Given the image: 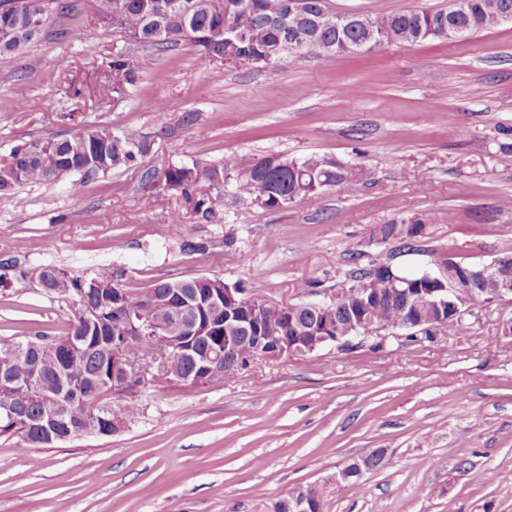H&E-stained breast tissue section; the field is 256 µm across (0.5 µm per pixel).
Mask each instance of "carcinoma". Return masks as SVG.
<instances>
[{
	"mask_svg": "<svg viewBox=\"0 0 512 512\" xmlns=\"http://www.w3.org/2000/svg\"><path fill=\"white\" fill-rule=\"evenodd\" d=\"M462 8L448 5L436 9H410L387 14L366 15L376 37L391 43L415 44L441 38L444 24H454L467 33L498 27L495 15L505 10L512 13V0H463ZM67 5L59 0H0V57L20 58L45 33L54 9ZM290 14L288 23L311 41L330 42L337 36H357L353 30L338 31V14L327 6V0H94V14L107 27L119 25L132 43L129 48L112 54L107 62L112 70V98L126 99L137 80V65L133 47L138 45L169 48L183 41L197 50L201 65L236 64L251 58L274 56L286 34L279 23L280 16ZM230 16L238 29V38L224 40V17ZM154 143L130 134H116L109 126L91 127L70 137L32 141L17 146L0 157V192L8 193L24 184H45L64 175L78 174V188L101 173L129 168L148 155ZM367 171L343 165L325 158L304 161L289 160L282 155L265 156L251 166L235 168L234 161L224 165L201 167L170 165L161 172H150L152 182L176 191L193 204L202 217H209L213 208L210 198L197 194L201 182L216 190L233 180L237 195L267 210L280 209L297 199L314 196L323 190L356 183ZM425 227L422 220L391 222L379 229L382 240L410 250ZM441 264L455 270L458 283L455 301L463 304L471 298L464 287L465 275L481 278L485 288L481 300L496 298V270L466 266L451 259ZM402 292L392 294L393 280ZM351 284L342 288L344 300L336 315L341 324L360 313L371 315L377 324L407 332L413 341L416 335L431 336L419 324L418 316L425 310L414 288L429 281L419 275L405 274L386 265L356 269L350 275ZM20 282L30 288L70 299L74 316L65 337L75 340L76 347L61 352L54 359L41 355V348L57 341L55 337L37 334L23 340L0 341V380L13 383L14 397L28 404L29 431L0 420V437L17 436L28 445L51 444L50 432L62 435L63 443L86 436L110 437L109 432L93 429L94 422L118 415L131 423L143 413L140 401L142 389L130 392L119 402L112 401V337L124 336L112 325V301L123 304L144 337L125 346L130 358L154 350L157 336H178L191 339L193 321L205 318L203 303L213 288H228L219 277L199 276L176 281H160L143 289H125L116 282L112 267L102 265L92 273L76 275L57 264L31 265L13 256L0 258V288L8 290ZM295 323H290L282 306L266 307L264 335L287 336L294 329L311 326L313 312L305 303H297ZM148 307L153 321L143 324L138 311ZM451 305L444 308L448 334L461 335L465 323L454 316ZM98 392L101 399L93 407L77 396L76 390Z\"/></svg>",
	"mask_w": 512,
	"mask_h": 512,
	"instance_id": "cac0c4a2",
	"label": "carcinoma"
}]
</instances>
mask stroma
I'll use <instances>...</instances> for the list:
<instances>
[{"instance_id": "35a3bbf8", "label": "stroma", "mask_w": 512, "mask_h": 512, "mask_svg": "<svg viewBox=\"0 0 512 512\" xmlns=\"http://www.w3.org/2000/svg\"><path fill=\"white\" fill-rule=\"evenodd\" d=\"M65 2L27 57L0 59V156L96 124L163 146L78 192L65 177L0 194V255L76 274L108 265L129 288L217 276L246 297L289 303L307 282L335 294L355 266L436 274L445 258L484 267L512 253V24L269 66L209 68L189 42L145 46L116 106L97 87L127 39L96 19L92 0ZM444 4L330 0L362 14ZM188 112L194 124H183ZM271 153L372 175L273 211L228 184L207 219L144 180L171 165L231 156L242 168ZM175 210L180 236L158 237ZM415 218L426 235L414 250L371 237L375 225ZM73 312L15 284L0 290V340L64 335ZM510 319L506 297L474 305L462 336H373L257 359L196 386L149 385L142 416L108 438L36 448L0 437V512H273L309 488L321 491V512H512V337L497 333ZM376 449L384 465L362 488L337 485Z\"/></svg>"}]
</instances>
